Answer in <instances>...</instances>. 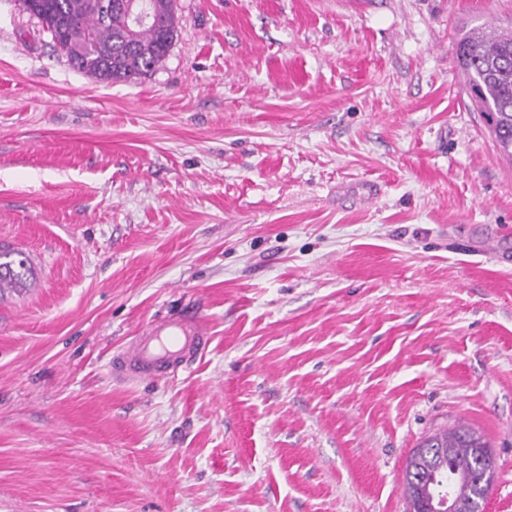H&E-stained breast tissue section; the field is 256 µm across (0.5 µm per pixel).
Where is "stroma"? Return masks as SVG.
I'll return each instance as SVG.
<instances>
[{
    "mask_svg": "<svg viewBox=\"0 0 512 512\" xmlns=\"http://www.w3.org/2000/svg\"><path fill=\"white\" fill-rule=\"evenodd\" d=\"M136 83L0 0V512H409L463 423L512 512V162L462 30L512 0H177ZM197 313L210 344L124 382ZM33 276L30 260L23 252L0 249V288H25ZM209 341L206 324L194 313L151 323L142 336L113 355L112 374L117 380L130 381L175 372L202 353Z\"/></svg>",
    "mask_w": 512,
    "mask_h": 512,
    "instance_id": "stroma-1",
    "label": "stroma"
}]
</instances>
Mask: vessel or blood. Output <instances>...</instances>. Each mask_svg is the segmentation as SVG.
I'll use <instances>...</instances> for the list:
<instances>
[{
	"instance_id": "1",
	"label": "vessel or blood",
	"mask_w": 512,
	"mask_h": 512,
	"mask_svg": "<svg viewBox=\"0 0 512 512\" xmlns=\"http://www.w3.org/2000/svg\"><path fill=\"white\" fill-rule=\"evenodd\" d=\"M210 341L206 324L186 313L151 323L130 345L112 357V374L120 381L152 379L176 371L202 353Z\"/></svg>"
}]
</instances>
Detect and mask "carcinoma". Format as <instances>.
I'll list each match as a JSON object with an SVG mask.
<instances>
[{
    "mask_svg": "<svg viewBox=\"0 0 512 512\" xmlns=\"http://www.w3.org/2000/svg\"><path fill=\"white\" fill-rule=\"evenodd\" d=\"M38 19L79 72L107 82H136L152 74L177 38L175 0H153L154 21L129 31L119 0H19ZM466 76L465 90L492 133L500 152L512 160V30L476 27L462 32L455 45ZM34 276L29 258L0 249V288H24ZM435 447L411 455L404 492L409 503L453 489L470 496L469 478L482 474L487 441L458 425L429 436Z\"/></svg>",
    "mask_w": 512,
    "mask_h": 512,
    "instance_id": "carcinoma-1",
    "label": "carcinoma"
}]
</instances>
